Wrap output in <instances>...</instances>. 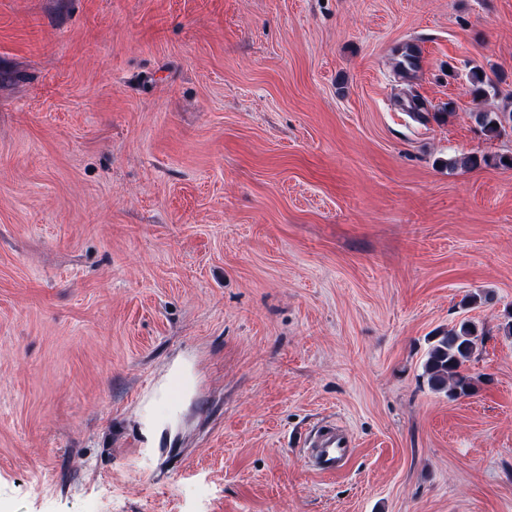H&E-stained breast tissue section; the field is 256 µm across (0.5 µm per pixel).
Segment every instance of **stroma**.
I'll list each match as a JSON object with an SVG mask.
<instances>
[{
  "label": "stroma",
  "instance_id": "obj_1",
  "mask_svg": "<svg viewBox=\"0 0 512 512\" xmlns=\"http://www.w3.org/2000/svg\"><path fill=\"white\" fill-rule=\"evenodd\" d=\"M509 110L512 0H0V512H512ZM475 121L485 136L496 137L505 129V125L511 124L512 126V111L476 112ZM477 333L474 323L463 321L458 327L433 337L423 363V376L433 391L444 392L449 399L467 397L474 392L476 378L465 366L482 338ZM315 470L324 475L336 474L351 459L354 448L350 437L336 430L335 426L324 427L316 431Z\"/></svg>",
  "mask_w": 512,
  "mask_h": 512
}]
</instances>
